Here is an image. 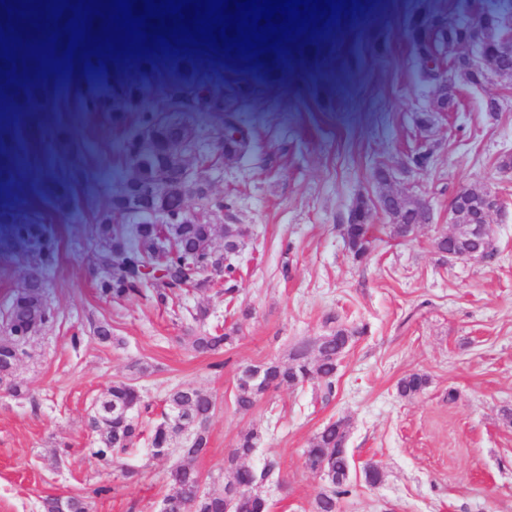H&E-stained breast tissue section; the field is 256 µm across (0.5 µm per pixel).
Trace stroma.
Returning a JSON list of instances; mask_svg holds the SVG:
<instances>
[{
	"label": "stroma",
	"instance_id": "stroma-1",
	"mask_svg": "<svg viewBox=\"0 0 512 512\" xmlns=\"http://www.w3.org/2000/svg\"><path fill=\"white\" fill-rule=\"evenodd\" d=\"M470 0H370L347 22L328 26L332 48L309 58L292 52L276 85L252 68L256 93L240 98L224 84V63L207 60L186 85L168 70L143 79L134 56L118 60L135 97L103 98L88 112L77 89L58 117L67 139H49V165L23 174L0 194V212L39 216L57 231L59 255L49 276L56 321L28 347L16 378L24 392L0 388V512H42L49 494L88 496L89 512H158L173 488L174 457L153 456L140 440L124 461L134 475L105 469L94 457L99 435L92 407L113 381L135 379L156 409L173 387L210 393L216 407L209 450L198 462L204 486H223L224 459L240 435L257 430L251 466L273 461L265 487L271 512H308L325 481L303 465V452L323 424L349 423L352 470L339 512H512V82L458 83L455 108L435 109L437 88L414 70L413 34ZM197 95L242 112L255 128L245 158L208 172L224 211V227L244 238L229 257L236 272L232 304L215 288H198L167 304L153 289L120 299L101 296L91 262L94 214L112 186L114 137L127 131L139 106L166 110L172 99ZM500 109L484 110L488 98ZM429 163L416 168L415 152ZM390 168L388 181L372 177ZM67 183L74 196L60 214L38 195L43 178ZM464 188L497 193V253L484 263L455 262L440 253L448 210ZM396 193L427 202L429 223L399 238L380 209ZM370 207L371 251L356 260L343 226L359 203ZM29 271L23 248L0 243V309ZM209 311L206 322L194 310ZM341 315L359 335L342 361L336 395L316 401L310 386H281L247 412L235 404L240 369L286 359L298 341L322 335L328 316ZM108 324L112 340L94 328ZM238 327L218 355L198 354L184 339L204 327ZM421 372L429 384L411 399L397 383ZM385 474L377 486L362 477L366 462Z\"/></svg>",
	"mask_w": 512,
	"mask_h": 512
}]
</instances>
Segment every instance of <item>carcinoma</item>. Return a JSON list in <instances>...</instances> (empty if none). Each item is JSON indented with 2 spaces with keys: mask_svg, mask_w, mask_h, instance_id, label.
<instances>
[{
  "mask_svg": "<svg viewBox=\"0 0 512 512\" xmlns=\"http://www.w3.org/2000/svg\"><path fill=\"white\" fill-rule=\"evenodd\" d=\"M499 17L493 12L486 13L479 22V28L486 34V41L492 42L499 29ZM473 20L439 19L431 24L435 32L434 45H429L427 35L416 37V46L421 69L427 79L435 81L438 69L447 47L459 43L471 35ZM88 62L94 69L86 71L91 80L86 84L83 98L95 102L99 98V82L110 89L123 93L129 89L118 71L99 65V58L93 56ZM17 73L29 67L31 78H17L14 85L0 89V101L19 113L36 115L41 106L51 99H61L64 86L60 74L52 68L47 59H42V70L35 71L36 62L16 59ZM168 65L182 77L194 76L200 68L201 56L195 50L165 53L153 52L137 57L138 69L149 74ZM496 75L512 79V56L504 57L489 46L483 67L467 70L458 78L473 84ZM224 81L249 90L247 68L237 65L224 67ZM202 121L194 132L208 138L213 135L224 140L223 152L203 151L197 157V165L217 169L224 165V157L247 153L252 147V133H240L238 125L244 123L237 112H203ZM141 129H151L156 135L152 160L143 165L132 162V139ZM59 138L64 131L43 123L30 122L19 139L0 128V185L13 183L16 179L12 160L20 147L39 154L38 142L47 136ZM173 137V130L159 124V113L142 108L136 111L134 128L120 139L112 163L118 181L131 174L139 190L145 194L152 190V176L156 169L166 165L167 142ZM43 195L51 201L56 210L69 206V188L54 180L43 184ZM134 202L123 203L122 198L111 196L95 215V233L100 247L93 254L94 264L104 272L99 289L104 295L126 296L153 283L161 284L156 299L165 303L172 297L192 288H203L213 283L209 268L218 270L221 276L232 275L234 268L224 264V254L239 247L235 236L224 229V252L212 246L213 225L198 222L189 213L182 196L175 194L168 198L166 210L172 219L169 224H137L131 211ZM389 207L404 223L424 222L428 217L420 213L409 200H392ZM196 208L206 212L224 210V200L212 196L208 183L200 185L196 195ZM13 232L26 248L33 262L41 267L53 266L58 257V246L51 227L46 224H15ZM47 283L38 273H32L13 293L4 314L0 315V379L10 383L14 394L22 388L13 382L15 366L4 359L13 348L20 346L19 337L34 336L55 320V313L47 302ZM330 327L321 336L304 340L292 346L286 361L270 360L259 365H248L240 369L235 402L239 410H250L270 389L281 385L297 386L306 383L321 393V399L330 400L336 383L339 363L359 331L347 326L341 318H328ZM192 350L218 354L234 341L231 333L214 327L193 336L183 338ZM429 384L422 373H411L397 385V393L404 399L420 394ZM212 396L195 387L184 386L172 390L165 400L162 421L153 427L151 446L158 449L154 456H177L169 471V481L175 491L186 487L202 485V479L195 463L207 452V424L215 410ZM149 404L137 386L126 381H114L93 408L100 432L98 448L94 455L105 466L118 467L125 477L133 470L119 463L118 455L134 447L143 434L142 414L148 412ZM348 424L339 419L324 424L310 439L304 456L319 465L320 474L328 479V487L319 491L310 504L309 512H338L341 496L348 494L351 474V460L346 448ZM259 435L251 430L242 434L235 448L224 461V487L221 491L201 490L193 499L185 501L175 495H168L171 512H224L225 491L233 485L245 487V493L235 501L236 512H270V503L263 488L275 474V464L267 462L257 469L247 464L256 448Z\"/></svg>",
  "mask_w": 512,
  "mask_h": 512,
  "instance_id": "1",
  "label": "carcinoma"
}]
</instances>
